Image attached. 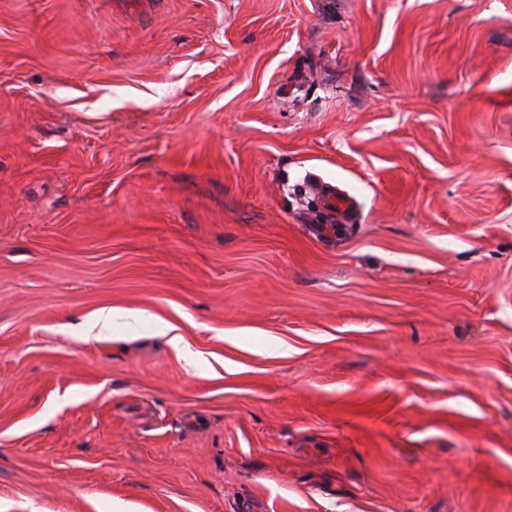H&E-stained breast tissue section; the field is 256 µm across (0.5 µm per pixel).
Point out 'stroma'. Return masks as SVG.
<instances>
[{
  "mask_svg": "<svg viewBox=\"0 0 512 512\" xmlns=\"http://www.w3.org/2000/svg\"><path fill=\"white\" fill-rule=\"evenodd\" d=\"M118 503L512 512V0H0V512ZM315 189L324 210L330 215H339L341 222L346 223L352 210L351 198L329 183H318Z\"/></svg>",
  "mask_w": 512,
  "mask_h": 512,
  "instance_id": "stroma-1",
  "label": "stroma"
}]
</instances>
